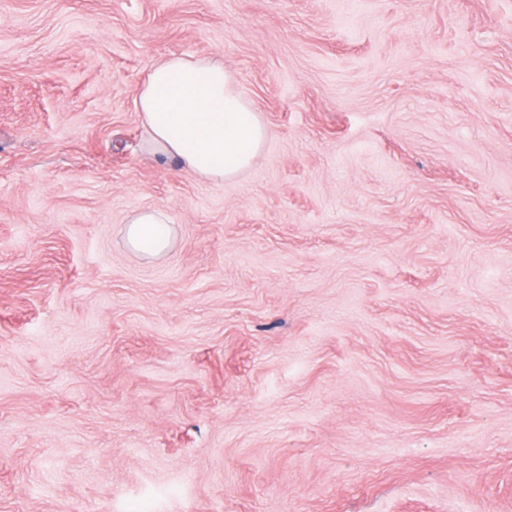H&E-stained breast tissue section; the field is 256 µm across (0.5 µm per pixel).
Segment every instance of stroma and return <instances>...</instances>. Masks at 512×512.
<instances>
[{
  "label": "stroma",
  "mask_w": 512,
  "mask_h": 512,
  "mask_svg": "<svg viewBox=\"0 0 512 512\" xmlns=\"http://www.w3.org/2000/svg\"><path fill=\"white\" fill-rule=\"evenodd\" d=\"M171 55L236 180L144 151ZM0 512H512V0H0ZM136 104L147 149L213 184L248 170L268 139L259 112L221 58L173 56L156 63ZM127 247L148 258L165 256L173 244L171 222L166 212L144 208L133 213L125 222Z\"/></svg>",
  "instance_id": "1"
}]
</instances>
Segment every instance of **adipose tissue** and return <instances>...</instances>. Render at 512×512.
<instances>
[{
  "label": "adipose tissue",
  "instance_id": "ef3b65f1",
  "mask_svg": "<svg viewBox=\"0 0 512 512\" xmlns=\"http://www.w3.org/2000/svg\"><path fill=\"white\" fill-rule=\"evenodd\" d=\"M136 104L148 150L213 184L248 170L268 139L259 112L217 57L173 56L156 63ZM124 237L130 250L148 258L165 256L173 244L170 219L156 208L133 213Z\"/></svg>",
  "mask_w": 512,
  "mask_h": 512
}]
</instances>
